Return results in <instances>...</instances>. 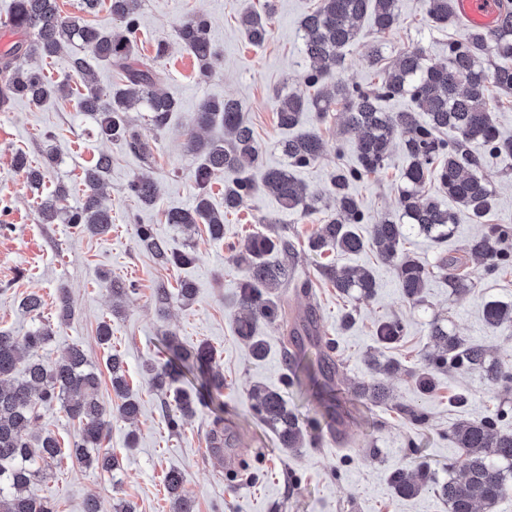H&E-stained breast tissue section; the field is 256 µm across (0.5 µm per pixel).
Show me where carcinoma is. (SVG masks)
<instances>
[{
    "label": "carcinoma",
    "instance_id": "obj_1",
    "mask_svg": "<svg viewBox=\"0 0 512 512\" xmlns=\"http://www.w3.org/2000/svg\"><path fill=\"white\" fill-rule=\"evenodd\" d=\"M142 0H109L108 10L119 21L107 27L89 19L98 13L101 0H82V14L63 15L57 0H13L8 26L20 38L6 51H0V111L11 101L25 99L41 105L51 98H76L80 112L99 115L100 137L120 141L131 150L150 155V147L134 130L128 112L135 106L150 112L149 120L159 130L167 126L170 113L180 110L179 102L156 91L160 72L137 58L136 34ZM426 12L435 25H446L452 18V0H425ZM272 9L263 13L250 10L240 17L241 32L252 45H261L270 35ZM371 16L379 32L396 28L402 17L401 0H320L316 10L301 21L304 82L311 93L288 92L276 97V119L280 127L293 129L305 112L323 121L329 113L341 111L344 130L356 133L353 147L360 166L338 168L330 177L328 196L307 192L293 173L318 161L324 142L315 129L301 132L281 143L289 165L260 167V147L243 115V106L234 98L207 99L191 114L187 145L200 158L194 180L199 188L195 205L189 210L164 212L167 224H205L214 240L224 238V216L237 211L244 201L259 193L275 197L282 208L306 218L322 213L316 231L308 238L312 252L359 254L368 249L395 271L402 298L422 302L423 288L431 269L413 256L406 244L423 237L435 244L448 241L457 224L454 209L435 197L425 196L421 188L435 180L448 201L464 208L476 224H483L495 205V192L481 164L468 146L481 142L490 155L512 162V137L500 134L490 100L489 87L512 93V0H505L502 16L491 31H477L465 43L451 48L448 63L429 66L424 51L411 47L399 55L395 65L384 72L377 86L361 89L332 80L333 70L341 66L345 50L357 40L359 24ZM210 22L191 14L176 28L177 40L198 62L199 74H213L219 52L209 37ZM84 53L70 57V69L84 91L67 83H53L41 68L31 64L36 57H51L74 42ZM105 64L115 70L118 82L105 90L89 79L94 65ZM410 97L415 108L385 112L381 103L397 97ZM216 123L224 126V138L203 140L196 130ZM399 142L409 158L401 175L397 213H384L370 220L358 199L350 192L351 183L379 172L390 147ZM112 167V158L101 154L84 176V196L80 206L68 212L64 221L81 233L103 234L112 224L111 211L102 205L103 190ZM217 172L232 175L224 185V210L210 201L208 186ZM128 195L142 206L158 201L156 182L146 176L134 177ZM59 217L54 200L40 204L39 220L52 224ZM264 231L248 237L239 248L237 262L244 274L239 283L237 305L246 312L237 320L236 331L256 360L268 353V343L258 335L261 321H287L280 289L291 280V267L269 258L273 252L289 254L294 247L281 233L276 220L261 219ZM369 225L363 234L360 225ZM140 243L161 260L178 269L195 265L197 255L189 250L172 251L164 247L145 224L137 228ZM466 257L484 265L492 273L509 261L504 233L498 227L475 236L464 248ZM436 268L445 272L448 288L462 294L476 286L466 262L457 256H444ZM321 275L346 299L341 324L349 328L356 320L353 302L371 298L377 282L366 267L325 265ZM485 325L492 329L512 327V301L490 299L483 305ZM318 315L311 309L302 329L292 328L283 346V361L300 386L315 390L329 415L339 407L334 383L338 363L332 356L335 342L320 340L315 358L308 345L318 335ZM397 320L378 324L379 343L388 345L403 335ZM53 336L50 326L39 323L24 336L0 331V512H54L53 502L35 493L32 486L51 464L65 456L87 468L113 472L118 459L100 446L109 428L112 412L99 399L100 377L83 349L73 346L55 360L44 361L36 352ZM427 336L433 350L421 368L412 374L414 387L422 395L436 389V376L458 370L478 371L492 384L512 390V370L489 358L488 349L457 335L448 324L434 318L427 323ZM171 359L161 366H150L151 384L161 394L174 390L179 378L192 376L194 391L176 396L175 412H166L170 428L194 414L196 405L213 399L224 390V376L214 371L213 350L202 342L185 346L168 334ZM112 389L121 400L119 412L135 418L140 406L131 398L122 356L115 352L106 359ZM360 395L375 404H388L391 395L386 385L373 378L354 386ZM255 415L278 435L281 446L294 450L303 445L305 430L298 416L288 408L280 391L258 386L252 391ZM57 405L78 421L81 432L70 448L62 450L50 434L34 431L43 409ZM504 415L461 420L448 429V437L460 448V456L448 465V474L438 477L427 468L416 472L396 468L388 475L396 494L416 498L432 493L448 505V512H494L512 486V434L498 428ZM167 492L174 498V512H194L180 472L165 476Z\"/></svg>",
    "mask_w": 512,
    "mask_h": 512
}]
</instances>
